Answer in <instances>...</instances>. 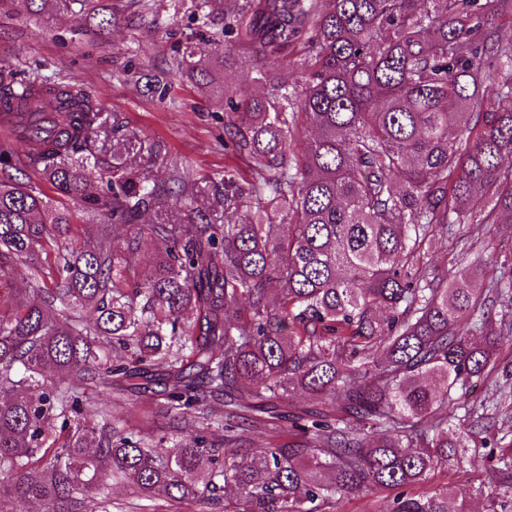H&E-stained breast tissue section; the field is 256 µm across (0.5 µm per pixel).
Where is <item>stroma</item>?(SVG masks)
Instances as JSON below:
<instances>
[{
  "mask_svg": "<svg viewBox=\"0 0 512 512\" xmlns=\"http://www.w3.org/2000/svg\"><path fill=\"white\" fill-rule=\"evenodd\" d=\"M130 0H98V8L113 14L112 27L101 34L88 30L85 20L55 11L31 14L26 0H5L0 5V69L16 72L18 78L36 73L46 78L65 76L91 92L104 118L119 115L126 134L142 149L133 157L140 176L161 181L175 159L190 161L197 176L214 178L225 171L240 177L251 173L233 153L224 150V99L222 88L260 94L256 72L247 54H236L231 69L215 68L213 83L204 87L173 64L186 44L206 49H224V0H209L206 21L194 19V0H149L150 10L134 14ZM160 155L148 153L152 144ZM110 407V421H127L150 432L169 434V420L154 400H111L105 393H91L85 407L89 422ZM496 456L481 451L475 464L442 466L435 483L448 485L463 502L465 512H485L480 489L497 483Z\"/></svg>",
  "mask_w": 512,
  "mask_h": 512,
  "instance_id": "stroma-1",
  "label": "stroma"
}]
</instances>
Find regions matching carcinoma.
I'll list each match as a JSON object with an SVG mask.
<instances>
[{
    "mask_svg": "<svg viewBox=\"0 0 512 512\" xmlns=\"http://www.w3.org/2000/svg\"><path fill=\"white\" fill-rule=\"evenodd\" d=\"M89 3L28 0L85 17ZM506 27L512 0H255L246 21L226 0L224 36L267 87L224 100L244 183L231 170L201 182L186 161L142 179L115 128L92 190L97 102L64 82L16 89L1 71L0 110L21 115L27 152L0 145V512H112L106 479L147 512H325L369 491L395 492L382 512H464L431 474L512 435V365L496 360L512 341V240L474 251L483 225L512 223ZM299 53L289 93L277 67ZM175 63L203 78L224 56ZM29 91L76 111H33ZM29 170L100 222L74 223ZM173 208L187 223L150 219ZM439 237L449 268L424 260ZM149 239L166 247L134 287L129 257ZM19 263L34 281L23 298ZM491 372L483 399L448 415ZM89 389L151 393L189 435L167 445L104 411L89 426ZM250 430L268 436L259 455L242 447ZM497 471L486 512H512V440Z\"/></svg>",
    "mask_w": 512,
    "mask_h": 512,
    "instance_id": "1",
    "label": "carcinoma"
}]
</instances>
